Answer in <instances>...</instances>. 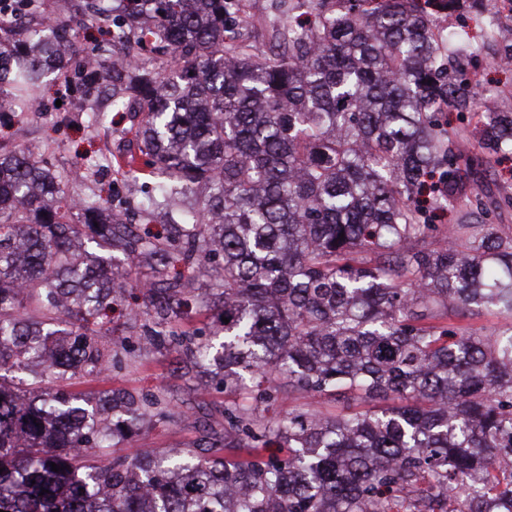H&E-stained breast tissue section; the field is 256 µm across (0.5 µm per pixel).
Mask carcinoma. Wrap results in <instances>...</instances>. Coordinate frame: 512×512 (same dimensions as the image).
I'll use <instances>...</instances> for the list:
<instances>
[{
	"instance_id": "1",
	"label": "carcinoma",
	"mask_w": 512,
	"mask_h": 512,
	"mask_svg": "<svg viewBox=\"0 0 512 512\" xmlns=\"http://www.w3.org/2000/svg\"><path fill=\"white\" fill-rule=\"evenodd\" d=\"M433 2L487 0H290L262 58L236 0H85L0 40V92L38 103L48 74L84 85L76 32L108 28L92 123L139 118L125 163L158 177L147 208L194 197L150 233L40 153H0V512H512V227L479 220L469 130L440 119L477 116L489 165L512 106L475 111L500 93L450 68L481 46L434 38ZM138 352L224 390V431L118 453L171 418L168 389L76 386Z\"/></svg>"
}]
</instances>
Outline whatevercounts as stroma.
I'll use <instances>...</instances> for the list:
<instances>
[{
  "instance_id": "stroma-1",
  "label": "stroma",
  "mask_w": 512,
  "mask_h": 512,
  "mask_svg": "<svg viewBox=\"0 0 512 512\" xmlns=\"http://www.w3.org/2000/svg\"><path fill=\"white\" fill-rule=\"evenodd\" d=\"M239 12L250 19L244 38L253 54L261 56L268 52L269 35L265 29L267 21L282 17L288 12V0H240ZM494 42L483 44L478 59L468 62V73L478 75L481 82L499 87L506 96L512 97V67L496 66L491 62L497 56ZM63 81L49 82L44 92V111L30 112L22 120L12 114L0 116V149H11L27 139L42 142L45 156L56 168H72L79 157L109 155L119 157V145L133 139L128 114L116 112L110 125L97 130L89 128L87 115L98 107L102 98L96 86H89L79 98L61 96ZM107 188L114 206L125 207L134 213L136 223L159 230L164 219L161 214L145 215L142 212L145 200L143 182L126 180L116 170L103 169L77 188L78 193L89 195L99 188ZM157 386L170 387L174 403V418L146 433L125 440L126 453L135 454L147 448H185L196 440L201 424L217 425L216 409L224 405V394L220 391L197 393L191 381L172 375L170 359L158 354H146L139 365L112 371L99 381L90 384V391L103 394L123 389L141 394Z\"/></svg>"
}]
</instances>
